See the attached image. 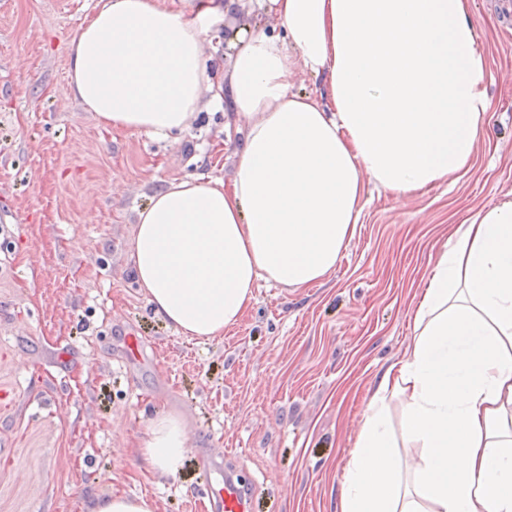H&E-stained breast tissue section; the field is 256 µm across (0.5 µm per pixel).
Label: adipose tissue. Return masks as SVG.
<instances>
[{"instance_id":"ef3b65f1","label":"adipose tissue","mask_w":512,"mask_h":512,"mask_svg":"<svg viewBox=\"0 0 512 512\" xmlns=\"http://www.w3.org/2000/svg\"><path fill=\"white\" fill-rule=\"evenodd\" d=\"M268 3L281 32L239 29L223 59L204 54L208 23L242 0H101L66 47L67 90L105 127L178 136L211 91L244 133L230 181L173 180L138 213L133 278L185 336L222 337L259 283H320L365 182L402 197L453 179L488 110L464 0ZM299 73L321 79L318 95L290 92ZM414 331L369 401L338 512H512V201L461 226ZM396 396L421 450L408 477L387 426ZM137 451L176 474L185 419L150 418Z\"/></svg>"}]
</instances>
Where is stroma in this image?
<instances>
[{
  "instance_id": "1",
  "label": "stroma",
  "mask_w": 512,
  "mask_h": 512,
  "mask_svg": "<svg viewBox=\"0 0 512 512\" xmlns=\"http://www.w3.org/2000/svg\"><path fill=\"white\" fill-rule=\"evenodd\" d=\"M99 0H0V512H91L145 494L156 512H214L200 489L233 468L247 512H337L385 367L450 235L512 200V27L501 0H465L489 107L454 183L396 198L367 187L335 269L305 290L260 285L223 337L191 340L132 277L138 211L170 181L230 180L239 140L210 95L178 139L102 126L67 92L65 46ZM157 363L128 367L126 333ZM183 415L179 473L145 472L150 417ZM219 468L203 477L201 449Z\"/></svg>"
}]
</instances>
